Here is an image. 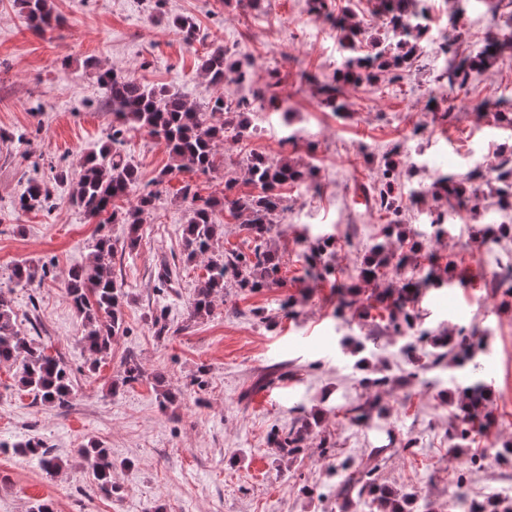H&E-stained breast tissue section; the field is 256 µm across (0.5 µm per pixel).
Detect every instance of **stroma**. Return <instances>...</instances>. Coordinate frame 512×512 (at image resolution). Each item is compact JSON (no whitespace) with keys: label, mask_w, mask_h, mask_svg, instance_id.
<instances>
[{"label":"stroma","mask_w":512,"mask_h":512,"mask_svg":"<svg viewBox=\"0 0 512 512\" xmlns=\"http://www.w3.org/2000/svg\"><path fill=\"white\" fill-rule=\"evenodd\" d=\"M428 2L435 24L410 68L395 81L381 74L374 83L347 86L349 108L336 113L320 106L301 75L329 81L341 68L348 51L336 19L345 13L363 38L391 37L370 0H332L328 17L312 13L308 0H262L257 9L244 0H53L64 22L45 36L27 27L16 0H0V288L12 298L19 336L65 361L75 389L66 408L44 404L19 386L18 365L0 364V441L11 447L42 440L65 463L49 475L28 457L0 453V512H31L42 499L53 500L56 512H343L332 462L357 467L375 451L382 482L411 495L412 512L442 507L458 483L475 498L512 488V467L495 455L512 441V401L503 386L512 368V296L492 292L478 262L477 236L482 228L496 230L497 246L508 255L512 231L498 230L502 216L489 177L478 184V207L452 214L440 241L425 234L438 200L409 197L412 187L429 186L436 171L463 177L476 167L495 169L512 154V127L474 109L481 101L512 99V53L452 90L443 78L450 60L434 47L456 28L464 49L476 52L508 10L479 0L456 18L450 0ZM177 16L193 18L194 44L173 27ZM216 40L248 70L245 82L215 86L200 74L197 57ZM107 69L174 88L194 104L238 99L271 77L281 80L279 105L247 112L250 136L226 132L215 168L204 174L177 170L163 140L127 129L123 151L138 170L139 190L157 194L132 250L123 246L127 225L105 214L87 217L71 202L83 156L105 142L112 124L99 84ZM373 142L383 143V151L367 154ZM392 152L399 155L394 217L362 193L381 179ZM254 153L315 168L313 181L282 190L287 210L272 233L282 284L250 293L227 282L211 314L192 319L209 257L191 260L184 251L189 204L183 190L220 198L232 178L235 194L249 193L246 159ZM56 168L69 170L70 179L54 180ZM33 178L47 185L51 209L18 208ZM393 218L410 237H423L426 253L452 263V286L430 292L421 304L425 323L475 325L491 341L482 370L495 423L472 443V465L453 452L448 373L413 370L399 352L400 338L377 331L378 309L339 319L331 282L308 285L307 242L335 236L336 273L353 282ZM102 234L112 239V273L127 292L125 332L93 370L66 279L87 263ZM19 263L47 268L48 275L13 284L11 270ZM289 296L296 300L292 318L281 309ZM159 312L168 324L162 335L151 321ZM346 337L365 341L360 357L344 353ZM130 359L144 379L112 390ZM384 359L392 375L412 380L381 392L388 408L382 418L353 425L346 410ZM157 372L177 395L165 408L152 379ZM299 408L319 413V422L293 460L278 459L270 433L290 426ZM91 439L112 456V497L97 492L77 456Z\"/></svg>","instance_id":"obj_1"}]
</instances>
